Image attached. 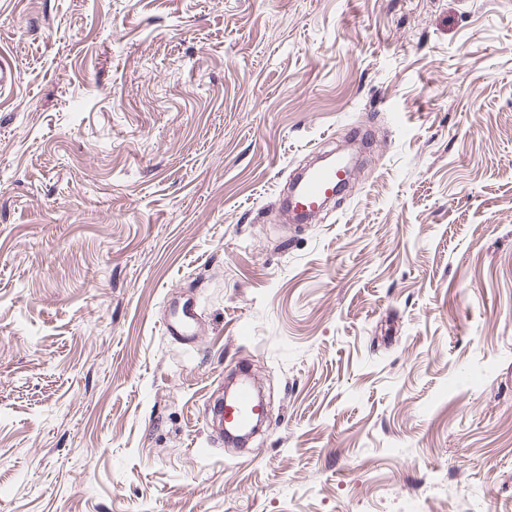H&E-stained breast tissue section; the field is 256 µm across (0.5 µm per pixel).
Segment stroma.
Returning <instances> with one entry per match:
<instances>
[{"label": "stroma", "mask_w": 512, "mask_h": 512, "mask_svg": "<svg viewBox=\"0 0 512 512\" xmlns=\"http://www.w3.org/2000/svg\"><path fill=\"white\" fill-rule=\"evenodd\" d=\"M0 70V512H512V0H0ZM352 176L348 166L340 159L334 163L310 168L297 181L287 206L289 204L295 217L313 215L322 209L328 195L335 189L337 197L342 195L346 186L336 188V184L344 178L351 180ZM197 311L190 299L170 298L164 327L169 336L179 341L191 342L197 324ZM258 399L255 396L252 384L246 378H241L237 381L234 389L232 399L228 402L224 409V405L213 407V426L220 433L224 435L225 428L233 433H240L246 431L254 420V414Z\"/></svg>", "instance_id": "stroma-1"}]
</instances>
